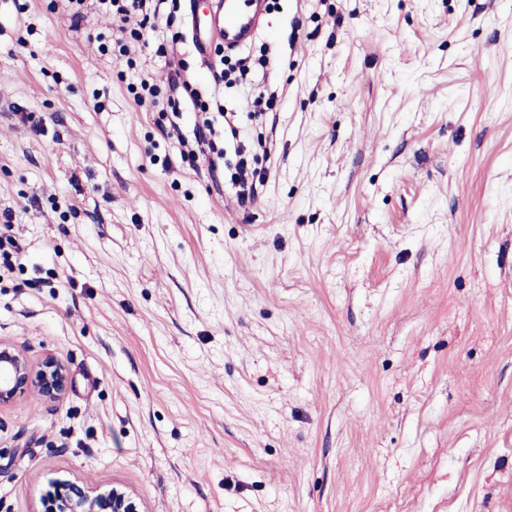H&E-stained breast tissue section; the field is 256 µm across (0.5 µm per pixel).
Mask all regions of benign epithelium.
I'll return each instance as SVG.
<instances>
[{
    "instance_id": "7a95c632",
    "label": "benign epithelium",
    "mask_w": 512,
    "mask_h": 512,
    "mask_svg": "<svg viewBox=\"0 0 512 512\" xmlns=\"http://www.w3.org/2000/svg\"><path fill=\"white\" fill-rule=\"evenodd\" d=\"M33 380L42 398L57 401L65 395L70 377L61 359L47 356L34 364L23 350L0 341V409L13 406L28 392ZM57 497L61 512H139L131 494L114 485L88 491L67 483Z\"/></svg>"
}]
</instances>
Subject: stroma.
I'll return each instance as SVG.
<instances>
[{"label":"stroma","mask_w":512,"mask_h":512,"mask_svg":"<svg viewBox=\"0 0 512 512\" xmlns=\"http://www.w3.org/2000/svg\"><path fill=\"white\" fill-rule=\"evenodd\" d=\"M267 3L204 55L199 0L137 41L0 0V340L70 374L0 411V512H512V0ZM177 71L267 171L248 207L236 141L184 162L191 103L134 101ZM62 512H140L134 498L119 486L100 487L88 491L75 483H67L57 492Z\"/></svg>","instance_id":"stroma-1"}]
</instances>
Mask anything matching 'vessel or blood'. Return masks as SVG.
<instances>
[{"instance_id":"obj_1","label":"vessel or blood","mask_w":512,"mask_h":512,"mask_svg":"<svg viewBox=\"0 0 512 512\" xmlns=\"http://www.w3.org/2000/svg\"><path fill=\"white\" fill-rule=\"evenodd\" d=\"M258 24V15L241 9L236 0H220L217 11L208 21L195 25L194 41L203 53L216 44L236 47L251 37Z\"/></svg>"}]
</instances>
